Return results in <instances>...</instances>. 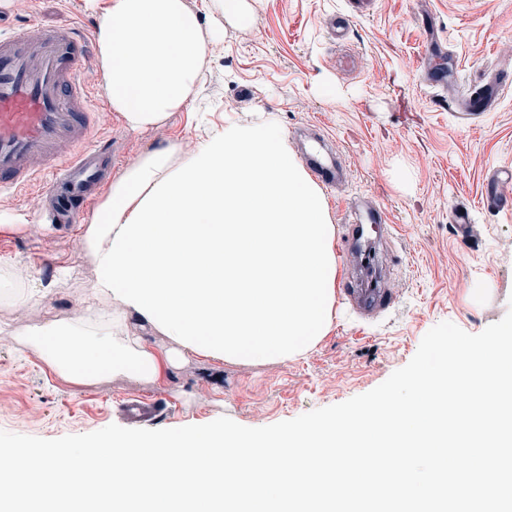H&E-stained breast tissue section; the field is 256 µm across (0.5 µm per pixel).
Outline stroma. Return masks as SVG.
I'll use <instances>...</instances> for the list:
<instances>
[{"label": "stroma", "mask_w": 512, "mask_h": 512, "mask_svg": "<svg viewBox=\"0 0 512 512\" xmlns=\"http://www.w3.org/2000/svg\"><path fill=\"white\" fill-rule=\"evenodd\" d=\"M351 15L330 35L332 17ZM7 27H76L95 42L98 13L85 0H0ZM219 36L191 104L157 128L128 130L110 105L94 133L119 155L112 174L145 150L178 143L191 150L227 122L275 118L295 155L321 138L345 175L322 194L337 238L346 206H380L395 224L378 249L394 305L365 323L336 301L331 331L303 358L264 366L213 368L193 360L163 387L106 377L93 386L63 383L12 335L74 318L93 279L78 229L48 227L45 184L0 193V270L34 274L37 302L0 298V430L43 439L122 424L125 399L157 401L152 429L209 423L225 416L263 427L342 403L383 383L416 353L423 336L449 321L477 334L512 308V212L480 203L490 167L512 163V90L490 112L463 115L462 89L512 70V0H262L254 24L208 17ZM410 173L399 184L398 168ZM473 211V232L450 222L458 205Z\"/></svg>", "instance_id": "stroma-1"}]
</instances>
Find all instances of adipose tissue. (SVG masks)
<instances>
[{"label": "adipose tissue", "instance_id": "adipose-tissue-1", "mask_svg": "<svg viewBox=\"0 0 512 512\" xmlns=\"http://www.w3.org/2000/svg\"><path fill=\"white\" fill-rule=\"evenodd\" d=\"M111 108L164 125L188 106L217 34L188 0H86ZM336 235L271 118L143 152L80 230L94 279L77 317L15 342L66 383L162 386L183 362L265 365L314 349L336 314ZM166 338L150 344L146 333Z\"/></svg>", "mask_w": 512, "mask_h": 512}]
</instances>
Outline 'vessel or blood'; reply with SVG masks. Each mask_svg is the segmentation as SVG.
<instances>
[{
  "mask_svg": "<svg viewBox=\"0 0 512 512\" xmlns=\"http://www.w3.org/2000/svg\"><path fill=\"white\" fill-rule=\"evenodd\" d=\"M90 52L76 29L46 30L38 26L18 33L0 32V192L19 189L37 178L48 190L66 187L72 212L86 205L84 188L97 174L99 157L112 153L111 142L95 138L96 114L92 93L83 80ZM507 85L494 76L490 88L466 94L464 109L488 112ZM481 199L487 207L512 211V166L487 171ZM353 221L346 250L361 252L366 242L362 227L385 220L382 211L349 206ZM357 309L386 310L393 297L381 285L349 288ZM133 423L156 419L157 405L138 399L123 405Z\"/></svg>",
  "mask_w": 512,
  "mask_h": 512,
  "instance_id": "obj_1",
  "label": "vessel or blood"
}]
</instances>
